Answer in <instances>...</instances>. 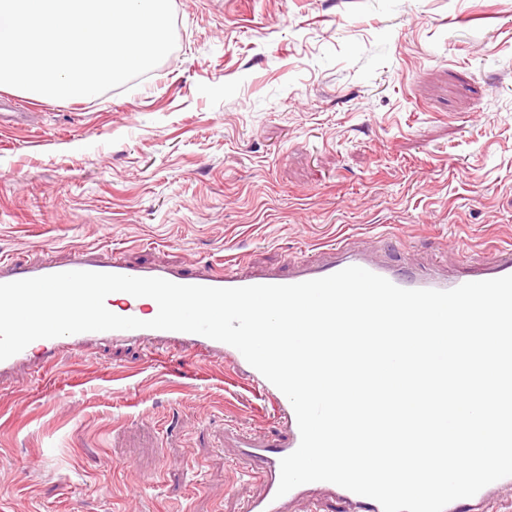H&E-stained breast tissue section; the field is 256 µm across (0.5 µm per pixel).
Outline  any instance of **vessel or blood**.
Listing matches in <instances>:
<instances>
[{"mask_svg": "<svg viewBox=\"0 0 512 512\" xmlns=\"http://www.w3.org/2000/svg\"><path fill=\"white\" fill-rule=\"evenodd\" d=\"M350 266L362 267L405 289L450 290L468 282L512 275V245L494 248L489 261L467 263L464 270L458 273L448 272L446 267L438 263L428 267L415 266L403 271L385 261L378 249L357 246L351 238L343 237L336 243L325 246L319 257L295 262L286 274L274 268L247 271L232 264L219 268L200 265L190 271L168 266L140 265L127 261L117 249L93 247L71 250L68 258L62 261L43 259L22 263L1 257L0 283L69 271H89L131 277H156L183 285L235 288L297 284L332 275ZM171 340L180 342L189 356L208 355L220 358L229 373L243 379L255 393L272 400L283 428V441L258 445L251 438L237 433L233 434L232 440L240 452L242 463L251 473L258 475L265 486L261 497L247 502L245 512H283L288 499L300 497L307 490L306 485L302 484L290 490L287 497L277 494L281 478L280 463L300 443L296 416L288 398L231 345L199 334L168 330L143 328L84 332L33 341L25 350L0 361V376L10 373L36 352L41 353L44 360L56 361L102 342L142 344ZM498 488V483H491L472 497L449 503L445 512H484L487 501ZM328 489L338 501L341 512H383L381 504L374 499L355 494L333 483L329 484Z\"/></svg>", "mask_w": 512, "mask_h": 512, "instance_id": "b4317fda", "label": "vessel or blood"}]
</instances>
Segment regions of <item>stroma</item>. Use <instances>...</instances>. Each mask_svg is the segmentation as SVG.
<instances>
[{
	"instance_id": "stroma-1",
	"label": "stroma",
	"mask_w": 512,
	"mask_h": 512,
	"mask_svg": "<svg viewBox=\"0 0 512 512\" xmlns=\"http://www.w3.org/2000/svg\"><path fill=\"white\" fill-rule=\"evenodd\" d=\"M176 47L0 129V257L288 271L336 236L394 264L512 244V0H172ZM269 399L178 346L0 377V512H244L226 436Z\"/></svg>"
}]
</instances>
